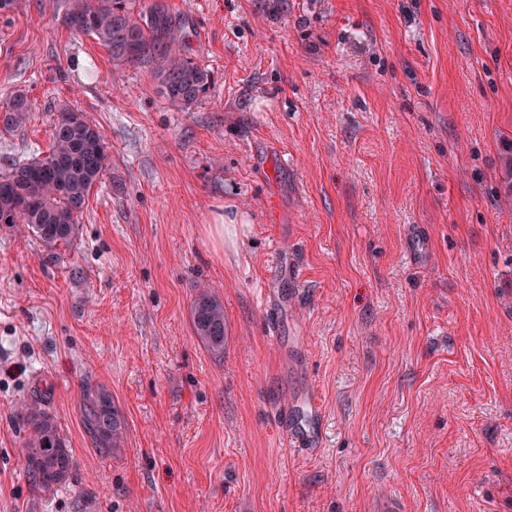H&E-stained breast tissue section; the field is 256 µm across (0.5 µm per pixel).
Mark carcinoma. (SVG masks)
<instances>
[{
    "instance_id": "cac0c4a2",
    "label": "carcinoma",
    "mask_w": 512,
    "mask_h": 512,
    "mask_svg": "<svg viewBox=\"0 0 512 512\" xmlns=\"http://www.w3.org/2000/svg\"><path fill=\"white\" fill-rule=\"evenodd\" d=\"M61 25L73 35H93L117 66L148 67L166 99L188 107L211 88L210 71L195 63L175 34L176 23L165 0H153L146 11L134 12L128 0H63ZM32 111L28 94L10 92L0 104V122L18 126ZM108 165L103 138L83 113L61 109L49 147L30 162L0 176V225L18 224L48 247L69 243L91 190ZM195 336L215 357H224V306L207 290L191 304ZM84 424L99 452L121 448L127 422L104 387L83 390ZM19 420L25 432L22 454L26 476L42 491L69 481L75 459L54 415L40 403H20Z\"/></svg>"
}]
</instances>
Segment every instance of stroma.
Segmentation results:
<instances>
[{
	"instance_id": "stroma-1",
	"label": "stroma",
	"mask_w": 512,
	"mask_h": 512,
	"mask_svg": "<svg viewBox=\"0 0 512 512\" xmlns=\"http://www.w3.org/2000/svg\"><path fill=\"white\" fill-rule=\"evenodd\" d=\"M165 2L214 78L186 109L71 35L59 0L0 17V101L32 102L0 125V174L65 106L109 157L69 245L0 229V512H512V0ZM278 250L301 269L281 343L262 332ZM205 285L220 359L190 323ZM87 384L127 421L109 456ZM44 389L75 459L50 493L15 414ZM309 395L315 453L276 430ZM32 104L28 94L23 90L10 92L0 106V121L4 126H19L31 112ZM84 424L100 453L110 455L121 448L127 434V422L115 403L112 393L105 387L83 390Z\"/></svg>"
}]
</instances>
